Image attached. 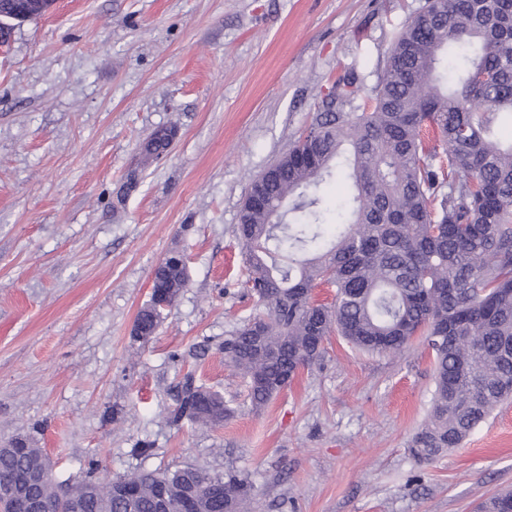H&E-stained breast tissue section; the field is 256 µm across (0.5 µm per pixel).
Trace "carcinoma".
<instances>
[{
  "instance_id": "1",
  "label": "carcinoma",
  "mask_w": 512,
  "mask_h": 512,
  "mask_svg": "<svg viewBox=\"0 0 512 512\" xmlns=\"http://www.w3.org/2000/svg\"><path fill=\"white\" fill-rule=\"evenodd\" d=\"M364 95L367 108L355 106ZM512 120V0H428L388 50L383 73L364 89L349 73L329 89L305 132L267 166L265 202L243 206L238 237L248 283L264 313L224 338V358L263 410L285 371L322 360L336 334L371 354L400 356L424 337L434 363L428 420L410 452L431 462L459 447L512 396V142L495 134ZM437 135L447 164L422 138ZM173 129L155 131L145 154L167 151ZM355 193L326 235L317 189L334 175L343 146ZM154 286L171 299L187 287L183 256ZM335 289L331 302L314 288ZM163 322L151 307L136 325L149 339ZM234 415L219 394L186 381L172 422L216 426ZM40 448H0V484L44 467ZM132 483L136 495L117 496ZM166 488L171 512L194 495L206 512H240L249 475L186 466L101 481L89 473L63 489L52 475L31 486L47 512H156ZM480 512H512V492L487 498Z\"/></svg>"
}]
</instances>
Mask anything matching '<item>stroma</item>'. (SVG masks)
<instances>
[{
	"label": "stroma",
	"instance_id": "stroma-1",
	"mask_svg": "<svg viewBox=\"0 0 512 512\" xmlns=\"http://www.w3.org/2000/svg\"><path fill=\"white\" fill-rule=\"evenodd\" d=\"M426 0H54L0 48V443L54 478L187 465L248 473L244 512H476L512 490V399L430 463L408 447L434 393L422 339L400 357L330 336L259 413L224 361L257 313L237 224L337 78L373 86ZM176 131L145 157L154 131ZM184 288L133 334L155 267ZM235 415L171 424L185 378ZM151 452L133 455L136 444ZM168 258L174 261V263L168 264V266L171 268V272L166 276L154 280L156 272L161 267L167 265L166 262L163 260L157 265L156 269L154 270L153 280L155 288H157V290L160 291H167L171 297V301L174 302L179 292L183 288L187 287L189 282V275L186 264L179 265L182 262V259H184L182 255L173 254Z\"/></svg>",
	"mask_w": 512,
	"mask_h": 512
}]
</instances>
